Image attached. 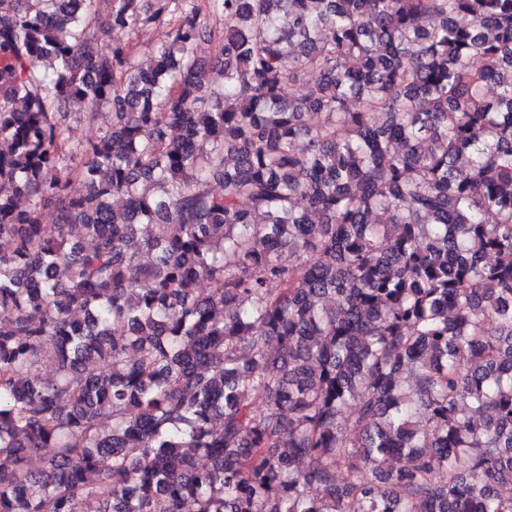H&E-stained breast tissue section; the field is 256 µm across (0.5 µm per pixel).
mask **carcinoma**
<instances>
[{"mask_svg":"<svg viewBox=\"0 0 512 512\" xmlns=\"http://www.w3.org/2000/svg\"><path fill=\"white\" fill-rule=\"evenodd\" d=\"M143 2L0 0V512H512V0ZM208 28L210 32L205 39L197 43L195 55L197 58L209 61L215 67L219 65L217 63L219 48L224 43V26L221 21L213 18L208 21ZM167 32L165 25L147 24L124 34L123 38L135 47L134 61L138 66L146 68L154 60L155 50L166 40ZM96 112L92 117L76 118L73 114L63 122L65 136L72 143L94 139L102 129L112 124V112Z\"/></svg>","mask_w":512,"mask_h":512,"instance_id":"carcinoma-1","label":"carcinoma"}]
</instances>
